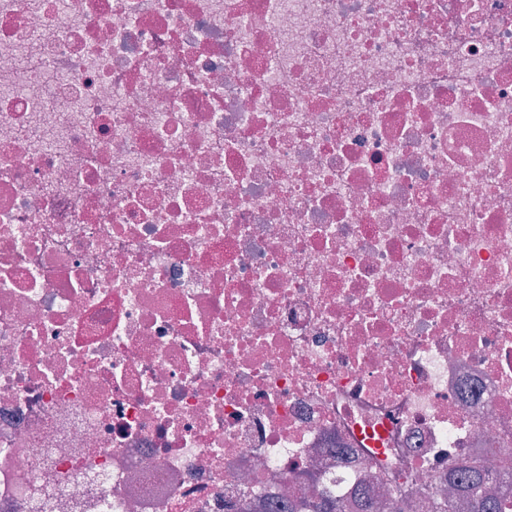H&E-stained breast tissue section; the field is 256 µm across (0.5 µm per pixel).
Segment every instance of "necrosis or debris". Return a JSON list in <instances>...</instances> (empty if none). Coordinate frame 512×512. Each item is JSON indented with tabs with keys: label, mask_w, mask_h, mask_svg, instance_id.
I'll list each match as a JSON object with an SVG mask.
<instances>
[{
	"label": "necrosis or debris",
	"mask_w": 512,
	"mask_h": 512,
	"mask_svg": "<svg viewBox=\"0 0 512 512\" xmlns=\"http://www.w3.org/2000/svg\"><path fill=\"white\" fill-rule=\"evenodd\" d=\"M512 490V0H0V512ZM489 483L486 470L473 460L448 472V486L468 498L471 512H502L498 491Z\"/></svg>",
	"instance_id": "obj_1"
}]
</instances>
